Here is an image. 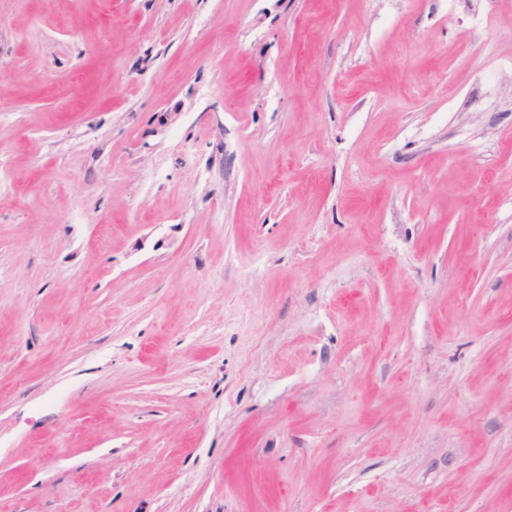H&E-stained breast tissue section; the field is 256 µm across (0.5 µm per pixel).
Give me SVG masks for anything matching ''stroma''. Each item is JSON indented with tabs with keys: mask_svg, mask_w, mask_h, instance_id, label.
<instances>
[{
	"mask_svg": "<svg viewBox=\"0 0 512 512\" xmlns=\"http://www.w3.org/2000/svg\"><path fill=\"white\" fill-rule=\"evenodd\" d=\"M0 512H512V0H0Z\"/></svg>",
	"mask_w": 512,
	"mask_h": 512,
	"instance_id": "1",
	"label": "stroma"
}]
</instances>
